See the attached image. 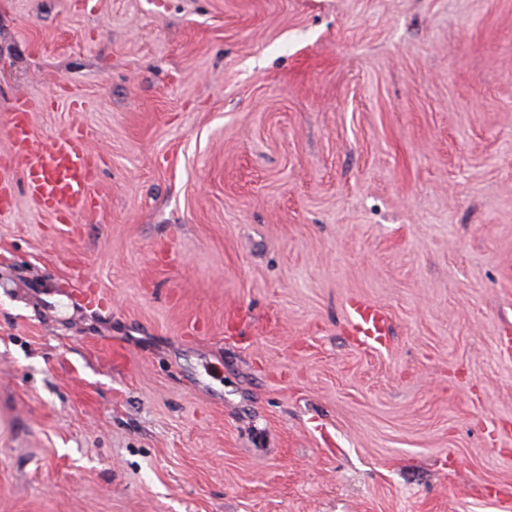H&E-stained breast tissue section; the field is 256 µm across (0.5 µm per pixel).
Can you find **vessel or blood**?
<instances>
[{"instance_id": "1", "label": "vessel or blood", "mask_w": 512, "mask_h": 512, "mask_svg": "<svg viewBox=\"0 0 512 512\" xmlns=\"http://www.w3.org/2000/svg\"><path fill=\"white\" fill-rule=\"evenodd\" d=\"M15 156L22 163L27 196L58 224L75 223L78 215L94 210L91 189L98 169L87 136L73 130L44 144L35 139L26 100H18L4 128ZM389 317L380 307L352 301L346 307V325L357 342L371 349L387 345Z\"/></svg>"}]
</instances>
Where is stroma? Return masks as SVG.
Segmentation results:
<instances>
[{
	"label": "stroma",
	"mask_w": 512,
	"mask_h": 512,
	"mask_svg": "<svg viewBox=\"0 0 512 512\" xmlns=\"http://www.w3.org/2000/svg\"><path fill=\"white\" fill-rule=\"evenodd\" d=\"M21 96L99 206L0 134V512L512 503V0H0ZM2 131L22 163V181L27 196L58 224H74L80 213L94 210L91 189L97 176L95 155L81 130L59 135L44 145L34 138L30 109L20 98ZM388 322L387 313L374 304L357 300L346 307L347 328L365 348H386Z\"/></svg>",
	"instance_id": "1"
}]
</instances>
